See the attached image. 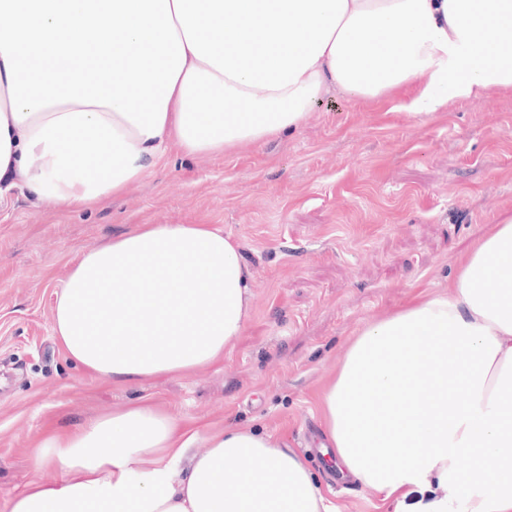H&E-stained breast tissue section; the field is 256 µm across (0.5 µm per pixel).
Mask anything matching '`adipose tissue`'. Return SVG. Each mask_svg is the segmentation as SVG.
I'll list each match as a JSON object with an SVG mask.
<instances>
[{"label": "adipose tissue", "instance_id": "adipose-tissue-1", "mask_svg": "<svg viewBox=\"0 0 512 512\" xmlns=\"http://www.w3.org/2000/svg\"><path fill=\"white\" fill-rule=\"evenodd\" d=\"M411 86L418 117L512 88V0H0V194L92 208L171 150L230 154L299 131L329 90ZM251 301L222 227L138 224L78 256L55 331L137 385L223 359ZM319 408L322 448L395 512H512V218L447 291L359 330ZM37 446L61 479L11 512H340L286 435L248 424L145 403Z\"/></svg>", "mask_w": 512, "mask_h": 512}]
</instances>
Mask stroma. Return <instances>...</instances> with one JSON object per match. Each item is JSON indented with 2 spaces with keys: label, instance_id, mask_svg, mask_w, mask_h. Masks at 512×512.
Instances as JSON below:
<instances>
[{
  "label": "stroma",
  "instance_id": "1",
  "mask_svg": "<svg viewBox=\"0 0 512 512\" xmlns=\"http://www.w3.org/2000/svg\"><path fill=\"white\" fill-rule=\"evenodd\" d=\"M512 217V90L418 121L393 98L331 94L297 133L222 156L172 153L101 207L0 202V512L33 479L38 438L150 398L191 425L284 432L321 483L317 394L366 323L445 290L458 255ZM136 224H214L253 275L242 336L187 376L118 386L53 331L75 257Z\"/></svg>",
  "mask_w": 512,
  "mask_h": 512
}]
</instances>
